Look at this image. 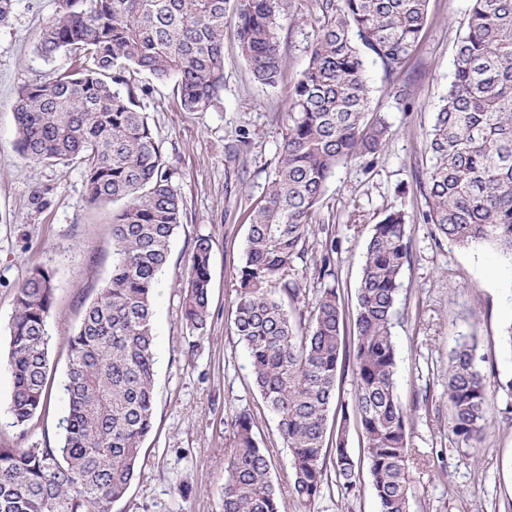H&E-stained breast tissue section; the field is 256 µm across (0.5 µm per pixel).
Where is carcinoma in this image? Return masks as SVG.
Masks as SVG:
<instances>
[{
    "label": "carcinoma",
    "instance_id": "1",
    "mask_svg": "<svg viewBox=\"0 0 512 512\" xmlns=\"http://www.w3.org/2000/svg\"><path fill=\"white\" fill-rule=\"evenodd\" d=\"M281 0H58L38 50L75 55L48 82L24 85L15 108L16 145L28 160L82 167L91 203L122 202L112 212V274L85 308L70 339L67 413L59 448L0 447V512H111L135 476L153 427L155 359L152 299L182 201L130 78L172 82L181 107L206 112L224 88V30L232 24L255 82L284 76L278 36ZM429 0H315L319 23L294 83L285 133L269 185L249 212L237 268L233 330L246 347L254 384L275 413L289 449L291 492L320 495L333 469L349 494L367 469L379 512H410L407 410L396 390L392 336L410 228L400 209L373 225L356 289L353 410L363 454L346 448L348 405L336 394L345 346V307L334 286L313 295L291 278L304 258L326 184L351 162L371 164L391 126L371 111L367 56L398 77L417 50ZM126 86L121 91L120 86ZM431 165L420 188L424 219L462 246L492 245L512 264V0H471L454 71L428 133ZM210 239L195 241L182 298L186 324L209 317ZM336 238L326 237L316 267L331 268ZM53 274L36 268L16 289L6 366L10 414L29 421L47 400L48 317ZM310 305L294 326L286 300ZM448 428L478 448L493 424L488 393L464 342L448 359ZM336 444L325 446L329 415ZM251 416L232 423L223 512H281L269 451Z\"/></svg>",
    "mask_w": 512,
    "mask_h": 512
}]
</instances>
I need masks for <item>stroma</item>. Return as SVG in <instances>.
<instances>
[{"instance_id": "1", "label": "stroma", "mask_w": 512, "mask_h": 512, "mask_svg": "<svg viewBox=\"0 0 512 512\" xmlns=\"http://www.w3.org/2000/svg\"><path fill=\"white\" fill-rule=\"evenodd\" d=\"M470 0H429L428 23L409 64L412 93L380 62L368 60L371 106L386 113L391 135L372 168L339 167L328 181L317 224L336 234L334 276L317 278L322 246L310 239L294 279L315 292L336 286L354 308L367 238L390 207L411 224V258L401 276L392 333L397 346V391L409 414L411 512H512V265L487 243L460 246L425 223L420 183L430 166L426 134L448 92L455 47L464 33ZM58 0H14L0 25V447H60L69 339L86 306L112 272V210L87 202L81 168L25 159L15 145L14 109L22 86L49 81L69 66V55L38 51L41 33ZM316 30L314 0H285L280 45L285 77L274 88L255 82L240 55L234 29L224 32V90L206 112H188L173 83L134 75L149 86L143 99L159 139L183 213L170 243L168 262L153 295L156 400L153 429L144 441L137 475L111 512H223L224 459L234 446L232 423L251 414L260 447L271 454L282 512H378L368 478L349 495L324 487L301 505L288 485V450L276 416L257 392L247 351L232 331L246 216L262 196L277 164L294 82ZM245 140L241 159L227 153ZM44 205H36L34 194ZM209 238L211 283L204 331L186 325L183 287L195 240ZM55 278L48 320V400L26 424L14 425L5 365L7 326L15 289L35 267ZM464 341L476 346V364L488 391L493 425L480 448L458 446L448 430V358Z\"/></svg>"}]
</instances>
